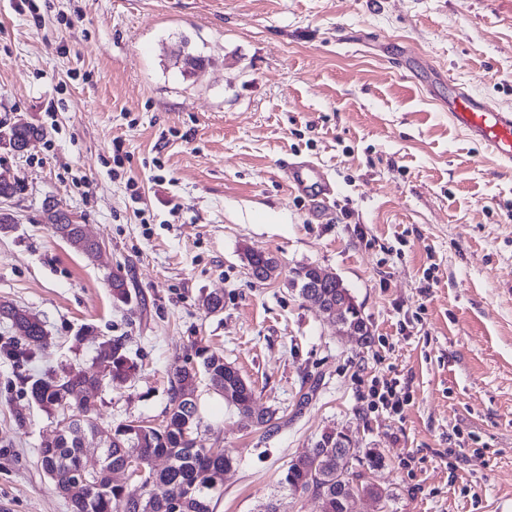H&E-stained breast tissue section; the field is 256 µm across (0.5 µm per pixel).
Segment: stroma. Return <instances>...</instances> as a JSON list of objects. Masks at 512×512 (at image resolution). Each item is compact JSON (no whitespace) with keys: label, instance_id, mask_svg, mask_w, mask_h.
Wrapping results in <instances>:
<instances>
[{"label":"stroma","instance_id":"1","mask_svg":"<svg viewBox=\"0 0 512 512\" xmlns=\"http://www.w3.org/2000/svg\"><path fill=\"white\" fill-rule=\"evenodd\" d=\"M0 0V126H40L0 171V302L35 314L30 360L0 356V512H69L41 444L68 421L27 380L96 371L122 338L137 368L91 397L103 425L161 424L169 375L194 347L223 353L276 410L266 433L191 380L199 446L238 463L213 512H314L276 477L325 432H351L389 494L360 512H512V172L449 121L394 52L420 56L512 110V0ZM66 51H59V43ZM209 59L186 78L180 44ZM312 160L325 212L291 190ZM56 203L102 247L88 259L44 219ZM278 264L259 281L246 253ZM316 264L371 325L361 345L288 283ZM129 302L113 300L112 275ZM224 308L208 313L207 295ZM398 379L395 415L370 405ZM307 404H300L301 395ZM286 172L294 191L304 194L313 204H324L333 195L327 172L313 162L291 163Z\"/></svg>","mask_w":512,"mask_h":512}]
</instances>
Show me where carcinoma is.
I'll use <instances>...</instances> for the list:
<instances>
[{
    "mask_svg": "<svg viewBox=\"0 0 512 512\" xmlns=\"http://www.w3.org/2000/svg\"><path fill=\"white\" fill-rule=\"evenodd\" d=\"M43 136L41 128L16 122L0 128V145L16 151ZM320 292L330 304L352 298L343 282L334 278L323 283ZM0 317L8 319L14 333L9 344L0 346V356L17 362L29 360L46 336L42 322L9 303H0ZM195 357L201 359L198 367ZM195 357L187 356L173 368L165 420L156 427L139 421L112 427L97 422L89 392L107 382H125L136 369L119 339L98 346L97 359L109 367L105 374L71 369L59 377L28 379L31 397L37 404L69 419L66 431L41 446L40 458L55 488L68 498L71 512H212L213 498L223 494L224 471L235 465L236 459L222 449L196 446L202 418L197 403L185 397L182 382L203 371L214 392L222 396L230 390L237 395L228 404L241 415L253 412L257 397L252 385L240 377L237 369L228 367L223 355L198 348ZM74 428L83 430L86 437L98 432L108 434V445L99 450L98 468L85 465L87 448L73 434ZM311 456L307 464L288 463L278 485L289 497L302 491L313 501L316 512H347L348 500L362 492L375 490L378 497H388L376 484L363 482L357 475H345L344 466L325 449L316 445ZM157 458L166 460V466L158 471L152 467ZM117 471L128 473V483H114L112 475Z\"/></svg>",
    "mask_w": 512,
    "mask_h": 512,
    "instance_id": "cac0c4a2",
    "label": "carcinoma"
}]
</instances>
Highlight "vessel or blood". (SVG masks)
<instances>
[{"mask_svg":"<svg viewBox=\"0 0 512 512\" xmlns=\"http://www.w3.org/2000/svg\"><path fill=\"white\" fill-rule=\"evenodd\" d=\"M448 118L501 163L512 169V110L500 108L470 89L449 84L446 100ZM287 179L294 191L312 203H326L333 194L331 180L322 167L312 162L289 164Z\"/></svg>","mask_w":512,"mask_h":512,"instance_id":"1","label":"vessel or blood"}]
</instances>
